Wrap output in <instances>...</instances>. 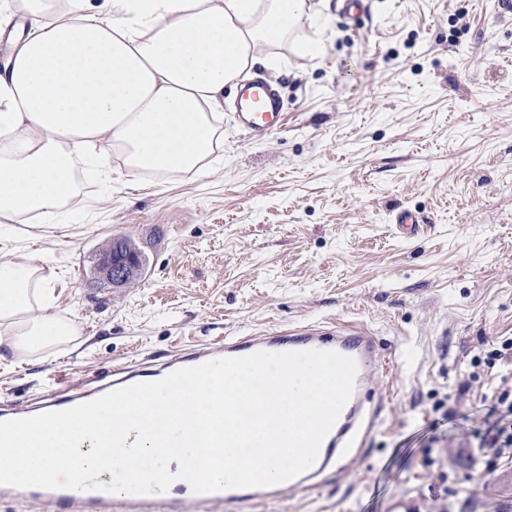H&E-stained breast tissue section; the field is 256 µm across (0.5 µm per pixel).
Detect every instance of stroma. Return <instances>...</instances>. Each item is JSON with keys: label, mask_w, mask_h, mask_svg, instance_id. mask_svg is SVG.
Segmentation results:
<instances>
[{"label": "stroma", "mask_w": 512, "mask_h": 512, "mask_svg": "<svg viewBox=\"0 0 512 512\" xmlns=\"http://www.w3.org/2000/svg\"><path fill=\"white\" fill-rule=\"evenodd\" d=\"M328 26L326 61L267 49L255 73L280 92L283 127L238 126L225 89L224 141L198 174L80 177L61 210L0 231V255L54 257L59 305L85 343L44 360H0V401L30 404L102 368L220 336L297 323L361 325L390 360L366 453L320 494L264 512H512V464L483 445L512 420L487 369L512 337V12L498 0H371ZM421 212L422 236L388 216ZM132 239L138 276L94 281L98 253Z\"/></svg>", "instance_id": "1"}]
</instances>
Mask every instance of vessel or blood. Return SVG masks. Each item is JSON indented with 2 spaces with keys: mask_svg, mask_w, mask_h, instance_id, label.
<instances>
[{
  "mask_svg": "<svg viewBox=\"0 0 512 512\" xmlns=\"http://www.w3.org/2000/svg\"><path fill=\"white\" fill-rule=\"evenodd\" d=\"M283 99L278 90L258 78L240 86L236 116L247 135L254 139L271 136L284 118ZM390 222L404 236H417L425 230L426 219L407 208L393 210ZM310 349L335 351L351 357L357 364L355 387L350 400L323 440L315 463L298 476L274 487L230 488L207 493H190L173 497L165 493L127 494L113 498L110 493L67 488L24 489L28 499L47 504L51 512H251L288 492L318 493L327 473L344 461H356L371 438L383 410L382 403L372 401L373 377L385 371L388 360L379 349L372 333L361 327H336L322 330L311 325L291 327L264 334L227 336L165 355L158 364L113 366L110 379L93 388L71 383L47 395L40 402L17 406H0V420L20 419L47 411L65 410L95 399L107 392L141 382L163 378L170 372L193 367L225 357H243L258 351L290 352Z\"/></svg>",
  "mask_w": 512,
  "mask_h": 512,
  "instance_id": "b4317fda",
  "label": "vessel or blood"
}]
</instances>
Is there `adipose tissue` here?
<instances>
[{
    "label": "adipose tissue",
    "mask_w": 512,
    "mask_h": 512,
    "mask_svg": "<svg viewBox=\"0 0 512 512\" xmlns=\"http://www.w3.org/2000/svg\"><path fill=\"white\" fill-rule=\"evenodd\" d=\"M31 27L0 73V217L49 214L78 191L76 164L198 173L222 142L226 86L262 50L324 58L312 0H0ZM51 259H0V350L42 360L83 336L57 302Z\"/></svg>",
    "instance_id": "adipose-tissue-1"
}]
</instances>
